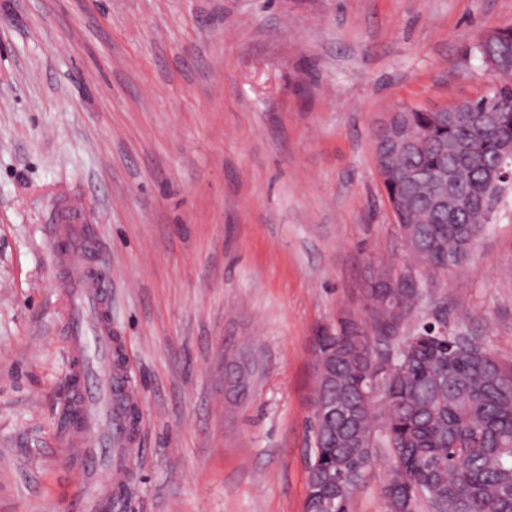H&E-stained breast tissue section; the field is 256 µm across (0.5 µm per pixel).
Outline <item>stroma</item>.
Instances as JSON below:
<instances>
[{
    "label": "stroma",
    "instance_id": "35a3bbf8",
    "mask_svg": "<svg viewBox=\"0 0 512 512\" xmlns=\"http://www.w3.org/2000/svg\"><path fill=\"white\" fill-rule=\"evenodd\" d=\"M512 0H0V512H71L73 215L140 392L111 512H305L318 328L382 260L512 364V192L472 256L411 259L374 156L401 103L487 93ZM389 459L352 496L384 512Z\"/></svg>",
    "mask_w": 512,
    "mask_h": 512
}]
</instances>
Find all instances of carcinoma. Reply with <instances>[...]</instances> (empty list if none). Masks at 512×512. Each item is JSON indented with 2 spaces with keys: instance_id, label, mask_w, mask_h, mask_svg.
Returning <instances> with one entry per match:
<instances>
[{
  "instance_id": "carcinoma-1",
  "label": "carcinoma",
  "mask_w": 512,
  "mask_h": 512,
  "mask_svg": "<svg viewBox=\"0 0 512 512\" xmlns=\"http://www.w3.org/2000/svg\"><path fill=\"white\" fill-rule=\"evenodd\" d=\"M490 76L488 94L431 112L401 104L375 151L409 253L431 270L463 265L512 191V27L472 47ZM447 184L452 201L440 202ZM412 279L384 266L371 288V334L336 329V351L316 386L334 404L313 414L306 512H350L374 464L377 439L391 467L385 512H512V366L461 344L436 318L400 335L421 298ZM394 335L406 350L376 378L371 356Z\"/></svg>"
}]
</instances>
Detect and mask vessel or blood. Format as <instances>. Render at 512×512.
<instances>
[{
	"mask_svg": "<svg viewBox=\"0 0 512 512\" xmlns=\"http://www.w3.org/2000/svg\"><path fill=\"white\" fill-rule=\"evenodd\" d=\"M51 235L64 242L69 265L57 287L69 301L66 339L76 381L70 408L77 419L68 441L77 451L71 470L74 508L76 512H105L103 481L118 485L126 476L129 426L123 406L137 401L138 392L112 364L118 343L106 314V290L81 259L79 226L56 224Z\"/></svg>",
	"mask_w": 512,
	"mask_h": 512,
	"instance_id": "vessel-or-blood-1",
	"label": "vessel or blood"
}]
</instances>
